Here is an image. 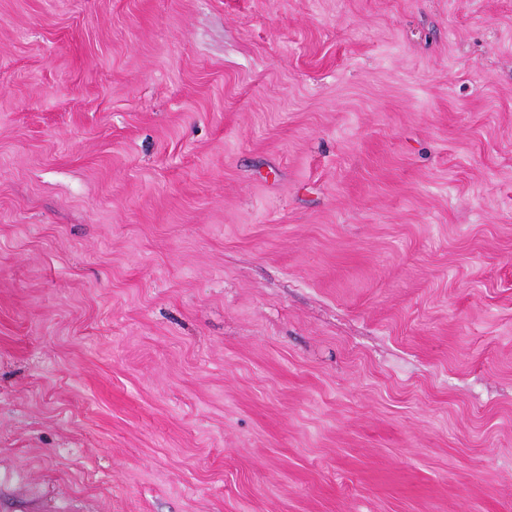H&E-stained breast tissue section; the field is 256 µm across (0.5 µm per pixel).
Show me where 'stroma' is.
Returning <instances> with one entry per match:
<instances>
[{"label": "stroma", "instance_id": "obj_1", "mask_svg": "<svg viewBox=\"0 0 512 512\" xmlns=\"http://www.w3.org/2000/svg\"><path fill=\"white\" fill-rule=\"evenodd\" d=\"M0 512H512V0H0Z\"/></svg>", "mask_w": 512, "mask_h": 512}]
</instances>
